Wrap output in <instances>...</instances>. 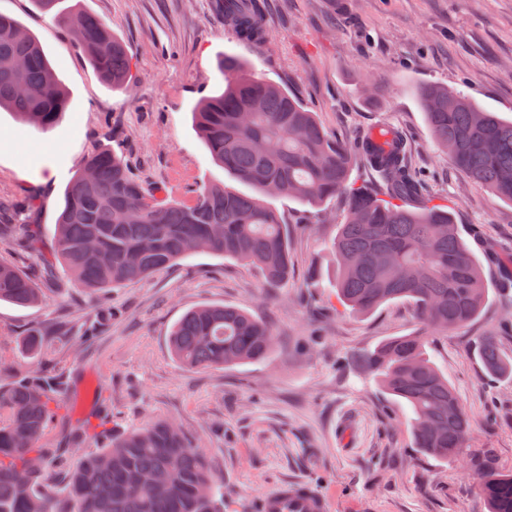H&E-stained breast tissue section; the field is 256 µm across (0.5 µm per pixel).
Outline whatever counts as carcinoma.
I'll list each match as a JSON object with an SVG mask.
<instances>
[{"label":"carcinoma","mask_w":512,"mask_h":512,"mask_svg":"<svg viewBox=\"0 0 512 512\" xmlns=\"http://www.w3.org/2000/svg\"><path fill=\"white\" fill-rule=\"evenodd\" d=\"M224 22L246 41L265 36L259 0H222ZM62 22L100 79L128 87L127 46L95 15L81 9ZM218 69L222 90L192 111L195 129L213 160L246 194L222 183L193 191L184 204L157 197L111 150L93 153L65 190L53 231L54 250L42 256L47 275L60 265L90 292L142 281L197 254L252 264L278 287L291 274L288 224L263 198L319 206L346 201L333 242L339 299L369 314L384 304L409 301L427 331L468 324L488 299L479 259L451 215L436 206L405 207L423 197V182L397 134L377 143L365 137L353 149L329 135L313 112L280 86L248 73L236 56ZM419 102L437 144L474 182L512 202V121L480 107L466 94L426 84ZM69 93L36 39L14 17L0 13V109L20 122L47 129L68 109ZM361 161L378 184L356 188L349 171ZM45 300L34 279L0 260V301L31 307ZM168 344L186 369L265 361L273 328L229 305L204 304L172 327ZM417 333L379 343L361 358L382 389L409 413L413 444L439 461L456 460L470 420L456 390ZM478 355L488 374L512 375V359L483 338ZM57 383L38 374L0 383V512H221L210 461L171 419L112 434L101 449L80 458L64 482L56 480L54 451L39 447L55 417ZM163 472L169 486L147 485ZM478 483L489 512H512V473L485 470Z\"/></svg>","instance_id":"cac0c4a2"}]
</instances>
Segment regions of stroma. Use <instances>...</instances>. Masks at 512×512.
Instances as JSON below:
<instances>
[{
	"label": "stroma",
	"instance_id": "1",
	"mask_svg": "<svg viewBox=\"0 0 512 512\" xmlns=\"http://www.w3.org/2000/svg\"><path fill=\"white\" fill-rule=\"evenodd\" d=\"M267 37L247 42L224 23L218 0H60L57 13L35 0H0L43 45L70 94L58 124L39 131L0 112V222L41 233L39 250L0 258L32 269L53 247L66 187L85 158L107 147L163 196L229 177L199 138L191 111L222 87L217 63L234 54L266 81L296 96L326 131L354 143L397 129L425 185L428 204L448 210L478 258L490 288L482 314L429 353L470 417L465 456L441 462L413 446L408 413L356 362L392 336L420 331L411 304L360 315L336 296L331 250L345 201L313 208L288 199L274 208L290 228L292 276L271 290L261 272L199 254L142 282L94 294L62 270L37 277L48 300L34 308L0 302V366L61 377V408L41 447L54 449L57 478L94 442L73 445L81 425L106 421L120 433L157 418L175 420L211 459L223 512H257L283 482L324 495L327 512H488L469 467L480 458L512 471V377H489L476 357L494 336L512 357V293L499 291L497 258L512 257V202L473 183L438 148L416 91L441 84L512 120V0H262ZM96 15L130 52L128 90L104 84L57 15ZM28 178H19L18 167ZM248 309L272 324L277 341L260 364L187 371L167 335L203 304ZM44 336L39 356L21 340ZM501 416L488 419L490 410Z\"/></svg>",
	"mask_w": 512,
	"mask_h": 512
}]
</instances>
